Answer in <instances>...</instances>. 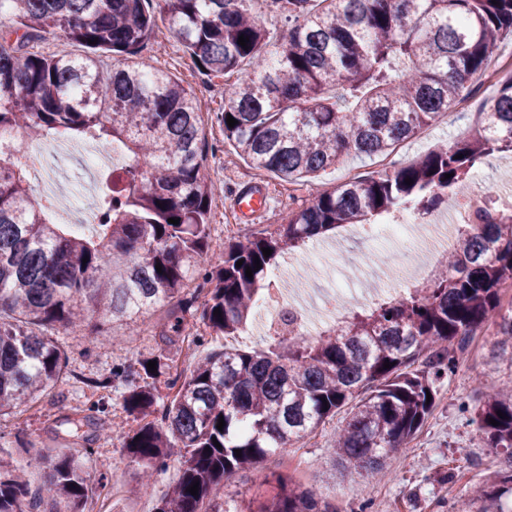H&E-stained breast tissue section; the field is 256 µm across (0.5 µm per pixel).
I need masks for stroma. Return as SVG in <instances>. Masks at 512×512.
<instances>
[{
	"label": "stroma",
	"mask_w": 512,
	"mask_h": 512,
	"mask_svg": "<svg viewBox=\"0 0 512 512\" xmlns=\"http://www.w3.org/2000/svg\"><path fill=\"white\" fill-rule=\"evenodd\" d=\"M139 59L193 88L198 97L208 142L201 174L219 188L211 204L209 236L211 248L217 250L241 234L275 230L287 222L292 212L309 202L314 190L330 191L354 176L375 175L395 161L413 162L467 134L476 125L479 112L496 94L497 68L512 66V38L501 39L489 71L467 102L398 145L390 156H346L312 185L287 182L256 169L232 143L225 141L214 120L224 105L225 81L199 72L167 22L157 20L155 33ZM253 182L266 185L271 207L257 222L247 225L235 213L231 195L235 188ZM290 256L292 266L283 269L275 284L283 295L307 289L313 298H320L327 283L317 271L329 267L336 268L358 296L375 299L386 289L409 286L402 278L407 252L396 240L374 243L339 231L291 251ZM167 313L164 306L147 311L134 326L115 325L107 336L92 334L84 324L56 334L66 359L62 377L49 394L0 415V467L11 469L23 460H34L26 478L30 487L37 489L48 477L45 467L38 462L39 456L66 454L92 475L95 489L118 486V493L109 499L110 512H154L158 501L177 479L178 466L169 464L164 473L156 476L149 492L141 491V469L131 460L125 446L137 423L123 410L125 387L113 379L112 371L162 350L186 373L200 357L224 346L223 337L211 335L202 323L192 319L185 323L184 331L198 338L193 355H186L183 336L163 343L160 333ZM495 341L493 326L484 325L466 351V365L458 366L456 373L440 386L436 406L423 427L377 476L348 474L332 455L330 437L348 416L343 408L306 436L302 446L294 448L288 457L271 455L255 470L228 475L224 480L227 506L271 494L272 486L261 481L262 475L271 472L293 475L302 486L314 489L322 498L342 504L345 512H437L436 501L465 497L474 483L497 471L505 457L502 449L479 446L473 427L467 425L459 410L464 401L477 405L511 373L507 368H496ZM101 397L107 402V410L97 421V431L89 432L86 443L72 441L66 434L65 419L85 416L90 404Z\"/></svg>",
	"instance_id": "1"
}]
</instances>
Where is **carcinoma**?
Instances as JSON below:
<instances>
[{"label":"carcinoma","mask_w":512,"mask_h":512,"mask_svg":"<svg viewBox=\"0 0 512 512\" xmlns=\"http://www.w3.org/2000/svg\"><path fill=\"white\" fill-rule=\"evenodd\" d=\"M152 4L0 0V20L10 18L20 31L13 41L0 37V129L92 139L101 148L118 144L131 159L106 178L96 201L97 230L84 236L51 222L48 207L33 197L23 143L0 154V412L59 382L65 359L48 331L87 320L98 335L174 300L169 330L178 334L193 314L185 281L206 262L208 299L199 318L216 336H237L289 251L402 209L424 219L448 194L464 193L479 161L512 151L511 77L483 120L453 146L318 190L285 225L253 232L217 254L208 241L215 186L201 175L207 142L197 96L136 61L156 26ZM263 4L285 16L288 36L271 35ZM158 6L198 70L235 76L215 113L225 140L254 167L288 181H313L348 155L393 152L469 99L500 38L512 36V0H158ZM49 28L86 45L88 55L28 52ZM243 34L245 47L238 44ZM107 54L113 63L105 62ZM230 116L237 120L232 128ZM481 219L458 226L455 245L426 283L343 318L314 342L279 334L266 351L211 353L189 376L172 379L175 395L159 420L149 416L157 403L153 380L169 369L164 355L151 357L153 373L146 359L138 369L114 373L128 387L124 409L138 421L126 448L147 477L143 488L169 462L181 464L157 512H226L224 476L288 454L352 401L335 440L338 463L366 475L380 470L421 429L459 352L489 318H498L501 354L512 349V302L504 303L512 287V217L486 210ZM470 422L489 447L504 450L507 465L463 505L447 502L441 512H512V388L486 394ZM48 465L41 495L58 505L55 512H84L91 476L69 457ZM22 472L0 469V512H33ZM265 483L273 493L239 512H345L289 474L267 475Z\"/></svg>","instance_id":"1"}]
</instances>
